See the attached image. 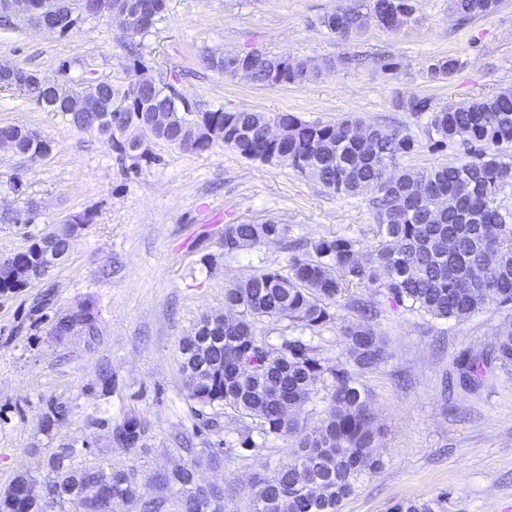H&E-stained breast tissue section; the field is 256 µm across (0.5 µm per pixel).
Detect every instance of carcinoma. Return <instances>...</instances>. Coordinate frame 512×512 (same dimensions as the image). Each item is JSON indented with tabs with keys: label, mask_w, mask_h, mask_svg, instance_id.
I'll use <instances>...</instances> for the list:
<instances>
[{
	"label": "carcinoma",
	"mask_w": 512,
	"mask_h": 512,
	"mask_svg": "<svg viewBox=\"0 0 512 512\" xmlns=\"http://www.w3.org/2000/svg\"><path fill=\"white\" fill-rule=\"evenodd\" d=\"M391 5L415 21V0H345L324 14L321 24L341 41H353L365 31L363 14ZM500 0H452L456 23L464 24L497 10ZM68 22L57 29L64 34L81 20L79 0H64ZM160 0L153 24L123 31L120 45L125 77L98 81L102 97L115 112L97 134L107 139L120 158L138 165L150 155L149 143L160 141L182 151L202 153L212 147L207 131L224 126V145L241 156L286 165L322 187L346 197L369 191L377 245L362 255L360 241L349 234L304 240L289 246L285 269L268 267L224 289V302L236 310L224 324L219 344L212 346L208 367L194 374L197 336H186L180 353L183 384L195 416L206 410L231 412L241 423L236 430L240 448L261 449L271 441L291 442L292 457L271 475L256 473L250 484L234 481L225 487H202L197 469L204 451L184 447L186 461L157 480L159 493L145 499L134 468L93 467L112 486V494L125 500L132 512H171L167 492L175 491L176 512H224V499L246 496L252 512H342L344 503L362 480L381 468L377 452L380 428L369 394L355 380L357 371H369L384 358L385 341L373 328L376 306L355 299L354 288L376 286L387 298L439 320L460 321L490 304L512 306V211L501 207L498 196L512 183V90L482 96L468 106H432L426 98H400L398 108L426 116L425 128L433 146L463 148L457 161L415 169L405 164L417 151L416 140L400 126L384 128L361 118L337 122L306 121L288 112L269 114L254 110L204 109L170 83L157 79L142 52L141 38L165 16ZM226 54L205 57L207 68L234 77L225 66ZM244 58L256 61L251 82L259 87H288L318 76L314 64L286 52L254 51ZM461 66L456 58L439 57L428 64L429 74L445 79ZM29 77L23 84L0 81V90L16 91L34 101L54 103L55 112L72 127L76 113L67 105L77 90L64 82L44 84L38 73L20 68ZM172 113L164 127L145 132L147 111ZM275 122L288 125V138L272 153L264 142V128ZM51 145L35 131L15 127L14 152L30 159L50 154ZM454 197L460 209L437 213L443 197ZM37 208L0 214L3 224H33ZM86 218L74 216L35 238L15 262L23 267L41 263L42 244L52 240L67 250ZM288 227L272 222L224 225V254L232 255L262 243L285 241ZM349 301L356 319L340 327L347 346L345 363L325 365L319 350L301 336L286 333L275 343L259 324L288 320L294 330H315L334 323L336 309ZM80 335L92 342L98 336L93 304L85 302L79 314ZM458 386L477 390L487 375L512 374V321L503 323L487 352H463L456 359ZM326 385L327 406L320 426L308 432L296 411L312 399L314 386ZM144 433L142 422L127 416L115 426L114 440L135 450ZM75 449L64 445L49 460L52 477L44 497L62 506H76L85 488L84 469L70 464ZM439 504L404 500L389 512H437Z\"/></svg>",
	"instance_id": "obj_1"
}]
</instances>
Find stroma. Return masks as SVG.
Wrapping results in <instances>:
<instances>
[{
  "mask_svg": "<svg viewBox=\"0 0 512 512\" xmlns=\"http://www.w3.org/2000/svg\"><path fill=\"white\" fill-rule=\"evenodd\" d=\"M336 0H167V12L143 39L156 78L173 84L207 109L288 112L313 121L359 115L384 126H403L419 143L407 163L423 168L456 161L462 150L432 149L425 121L397 110L395 101L417 96L433 106H465L475 98L512 89V0L490 15L458 27L451 0H416L417 23L398 31L370 27L356 41L337 40L319 23ZM121 31L104 17L81 21L66 35L20 24L0 27V62L22 65L59 79L58 65L72 61L69 85L122 76ZM287 52L330 61L316 81L261 88L227 79L207 68L209 53ZM363 51L389 52L400 64L385 71L373 62L344 66L338 59ZM454 57L461 67L446 79L431 78L432 58ZM36 131L51 144L32 160L0 150V211L34 202L35 223H0V259L75 216L87 224L67 258L16 292L0 293V490L18 473L43 488L56 448H75L74 466L107 462L137 468L144 497L154 496L152 477L183 462L177 437L194 448L217 440L192 416L183 387L179 343L206 314L224 310L233 280L269 266L286 267L290 253L275 242L224 253V227L272 220L290 238L348 232L363 249L375 245L373 212L365 196L342 197L285 165L240 156L215 144L201 154L151 144L150 159L131 170L110 143L77 130L27 96L0 91V126ZM26 193L14 195L11 176ZM373 301V322L387 357L356 375L371 396L383 430V466L361 483L342 512H387L403 499L447 494L446 512H512V380H494L478 393L446 387L454 359L495 341L512 309L487 306L460 322L432 318L392 304L382 289L357 288ZM92 302L100 336L57 340L56 314ZM347 307L335 324L313 333L322 357L346 360L340 325L352 321ZM69 414L51 430L42 420L50 407ZM136 415L145 432L135 451L110 438L115 424ZM286 441L266 448H220L218 461L202 465L203 483L223 484L251 473H272L287 459Z\"/></svg>",
  "mask_w": 512,
  "mask_h": 512,
  "instance_id": "obj_1",
  "label": "stroma"
}]
</instances>
